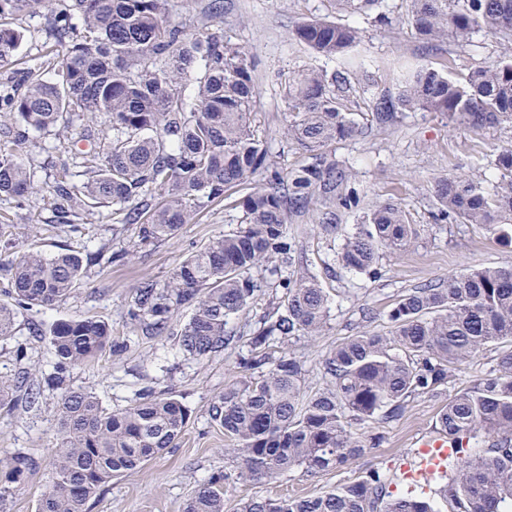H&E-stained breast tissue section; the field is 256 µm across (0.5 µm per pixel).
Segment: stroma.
<instances>
[{"label": "stroma", "instance_id": "35a3bbf8", "mask_svg": "<svg viewBox=\"0 0 512 512\" xmlns=\"http://www.w3.org/2000/svg\"><path fill=\"white\" fill-rule=\"evenodd\" d=\"M223 4L224 34L249 52L259 77L255 118L266 133L270 153L281 166H298L304 156L285 138L289 114L279 75L308 67L335 70V61L314 54L291 36L303 18L327 15L328 0H223ZM60 8L59 0H54L35 17L12 20L21 41L12 61L0 66V91L23 93L32 76L53 80L54 65L70 44L53 25ZM355 21L364 31L362 52L379 68L374 89L378 95L395 90L393 60L445 66L460 74L502 53L494 39L480 33L464 47L451 41L430 46L410 31L393 33L370 15L356 16ZM345 106L362 131L336 142L331 153L340 167L352 171L351 186L358 192L360 205L346 209L316 195L303 216L288 226L296 259L317 276L331 300L328 330L290 345L313 391L325 385L322 364L336 343L368 329L385 331L388 312L410 289L445 284L450 275L467 268L512 266V245L493 240L477 226L438 220L431 193L433 181L440 177L497 179L494 150L512 144V122L472 132L456 127L445 114L415 111L396 113L392 122L380 125L369 117V96L351 95ZM18 130L25 133L22 158L43 190L20 205L0 199V217L11 222L6 232L10 251L20 254L34 248L51 254L68 248L84 257L100 251L105 261L90 265L59 306L24 312L15 336L0 343V376L20 379L22 388L41 391L38 402L22 398L11 410H0V456L22 453L38 463L16 491L9 512H37L48 483L59 393L42 385L40 370L52 358L46 333L56 321L77 316L104 320L112 336L90 365L74 373L73 386L92 389L112 410L124 408L136 391L151 387L173 393L191 413L177 447L139 469L113 477L88 502L87 512H183L199 483L216 470L231 473L236 468L235 457L225 453L233 441L211 422L209 408L226 387L242 379L237 361L248 350L249 327L279 301L282 292L270 291L267 299L240 316L235 322L238 337L222 356L203 363L186 359L179 349L178 336L189 308H180L168 335L134 332L125 318L134 287L145 279L167 282L182 259L219 233L235 228L239 211L224 201H207L193 223L182 225L173 236L155 244H138L134 225L115 223L111 206L66 217L55 211L48 189L60 175L69 173L75 185L84 181L72 146L56 130L24 129L17 114L0 111V134ZM388 198L402 203L417 230L410 248L398 256H381L373 278L342 270L337 256L344 236L358 223L361 208ZM500 352L497 345L485 349L448 387L414 399L397 419L375 424L380 444L342 469L317 475L295 469L274 482L227 483L224 512H240L242 502L252 497L319 496L371 469L397 480L400 460L412 456L435 434L441 407L488 374Z\"/></svg>", "mask_w": 512, "mask_h": 512}]
</instances>
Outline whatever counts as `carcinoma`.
I'll use <instances>...</instances> for the list:
<instances>
[{
    "mask_svg": "<svg viewBox=\"0 0 512 512\" xmlns=\"http://www.w3.org/2000/svg\"><path fill=\"white\" fill-rule=\"evenodd\" d=\"M55 18L58 33L75 36L57 61L56 79H31L21 95L0 96V107L33 129L66 126L74 112L105 113L112 138L81 153L78 188L63 177L49 190L61 213L112 205L119 224H134L142 244L177 232L198 214L203 200H231L242 213L236 229L213 238L178 264L166 285L147 280L134 289L128 319L146 336L167 334L175 310L192 308L178 343L183 354L205 360L224 352L236 335L230 323L245 313L270 282L284 303L256 324L239 365L249 378L224 389L210 419L235 442L234 474L214 472L189 498L184 512H224V484L275 480L295 468L312 475L345 467L373 448L365 439L377 421L402 415L406 403L445 385L491 344H506L491 374L457 392L438 417V432L455 452L435 477L436 494L457 512H512V266L470 268L444 287L414 288L389 311V330L365 331L336 343L323 361L326 387L304 390L305 370L293 353L270 352L327 328L329 297L308 269L288 262L294 251L288 217L301 213L313 192L333 201L349 174L328 160L326 149L356 135L360 126L344 100L374 86L359 51L362 30L349 20L381 0H331L342 18L311 17L292 30L296 42L337 62L332 76L307 70L281 84L290 119L288 140L308 162L285 171L271 160L256 124L258 77L247 53L224 38L222 5L211 0L202 29L174 22L168 0H65ZM405 17L379 21L408 26L426 43L469 42L479 31L511 44L510 54L470 69L462 80L429 65L405 67L398 92L372 98V118L393 111L448 115L470 131L512 121V0H406ZM48 0H0V18L34 16ZM81 20V28L72 19ZM20 33L0 24V63L12 59ZM16 140H0V198L22 201L34 190ZM500 181L445 177L435 180L437 218L475 224L512 244V145L497 150ZM248 185L235 199L230 191ZM414 229L392 200L369 209L346 236L340 261L361 274L374 271L379 254H400ZM9 301H0V341L12 338L19 315L64 302L84 274L69 249L45 255L29 250L0 256ZM111 328L94 317L55 322L49 330L53 360L47 386L59 391L58 432L49 458L50 481L38 512H87L88 501L112 477L141 467L176 446L189 409L170 393H138L124 409L105 407L91 390L67 384L109 342ZM483 438L475 454L470 442ZM36 462L0 457V512ZM241 512H439L430 499L393 494L387 477L370 471L317 497L250 498Z\"/></svg>",
    "mask_w": 512,
    "mask_h": 512,
    "instance_id": "carcinoma-1",
    "label": "carcinoma"
}]
</instances>
